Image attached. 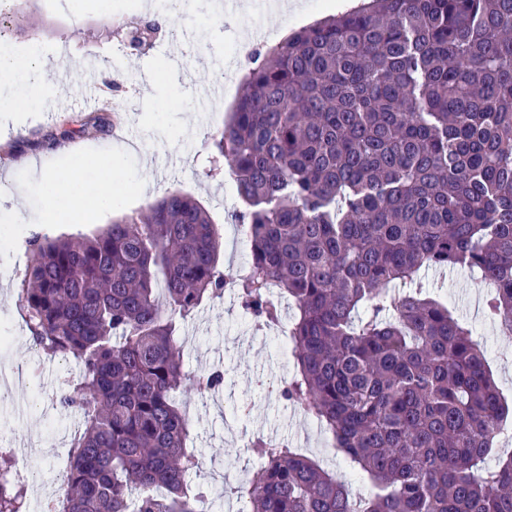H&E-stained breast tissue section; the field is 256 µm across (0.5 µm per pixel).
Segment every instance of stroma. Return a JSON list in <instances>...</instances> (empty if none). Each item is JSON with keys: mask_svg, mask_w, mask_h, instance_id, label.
Returning <instances> with one entry per match:
<instances>
[{"mask_svg": "<svg viewBox=\"0 0 512 512\" xmlns=\"http://www.w3.org/2000/svg\"><path fill=\"white\" fill-rule=\"evenodd\" d=\"M234 21L219 12V0H191L184 8L164 14L166 32L153 48L141 53L116 54L119 35L142 20L154 0H41L32 17L37 32L12 37L10 55L55 59L47 71L48 90L6 80L0 96L15 100L11 119L0 120V153L21 137L69 126L74 136L66 147H25L13 161L0 162V214L19 208L23 246L0 244V369L12 373L9 399L0 400V426L12 431L16 443H27L33 460L21 482L31 512L44 499L58 495L67 463L66 452L80 423L79 414L57 401L61 379L77 378L80 367L71 359L47 360L34 347L22 318L17 295L21 271L29 254L27 239L92 236L115 220V213L86 212L82 223L47 224L45 202L37 184L45 171L64 176L81 171L87 184H103L99 158L123 154L130 186L124 213L177 189L196 198L210 213L223 246L220 269H239L250 261L241 225L231 216L242 207L236 184L229 176H208L210 132L223 123L227 109L243 92L244 59L249 51L276 44L305 26V14L327 15L318 0H301L305 12L267 11L264 0H232ZM96 63L93 88H85L80 74L87 60ZM235 60L227 69L223 60ZM166 85V95L150 96L152 82ZM112 120L109 132L83 134V120ZM147 192H140V184ZM419 284L431 296L448 302L455 316L472 327L488 349L489 367L507 399H512V339L501 336L481 309L487 287L479 273L455 266L439 271L422 269ZM180 340L186 367L192 371L214 366L225 373L224 388L202 393L187 382L177 399L188 409L194 428L191 442L207 460L193 481L211 498L221 499L226 484L245 480L253 465L249 444L255 436L276 434L321 467L350 475L353 491L365 492L370 483L351 473L332 434L315 418L292 408L269 383L294 371L293 358L271 332L255 329L251 317L233 295L204 304L181 325Z\"/></svg>", "mask_w": 512, "mask_h": 512, "instance_id": "1", "label": "stroma"}]
</instances>
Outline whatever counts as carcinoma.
<instances>
[{
  "label": "carcinoma",
  "mask_w": 512,
  "mask_h": 512,
  "mask_svg": "<svg viewBox=\"0 0 512 512\" xmlns=\"http://www.w3.org/2000/svg\"><path fill=\"white\" fill-rule=\"evenodd\" d=\"M210 135L243 208L246 271L218 269L208 210L171 191L89 238L29 240L18 294L34 345L75 358L59 403L82 422L48 512H205L176 401L179 324L237 289L259 325L295 314L280 396L314 415L368 495L286 441L228 492L245 512H512V457L487 454L509 406L484 345L415 281L480 270L512 338V0H368L254 53ZM224 370L196 378L223 389ZM0 512H26L4 479Z\"/></svg>",
  "instance_id": "cac0c4a2"
}]
</instances>
